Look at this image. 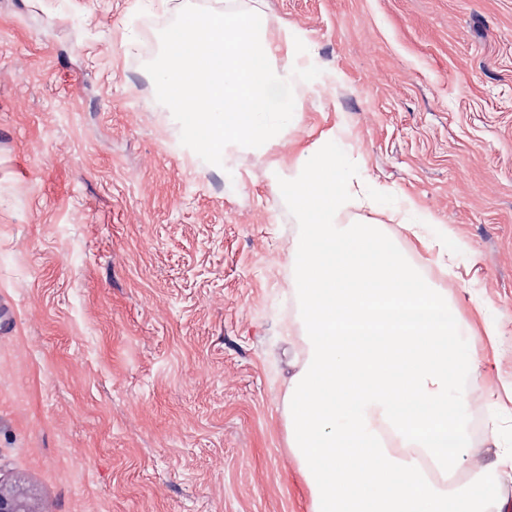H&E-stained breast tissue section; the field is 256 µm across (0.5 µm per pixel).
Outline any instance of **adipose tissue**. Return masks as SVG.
<instances>
[{
    "label": "adipose tissue",
    "mask_w": 512,
    "mask_h": 512,
    "mask_svg": "<svg viewBox=\"0 0 512 512\" xmlns=\"http://www.w3.org/2000/svg\"><path fill=\"white\" fill-rule=\"evenodd\" d=\"M167 70L159 76L183 134L208 160L248 150L264 155L300 111L296 85L307 90L340 83L338 72L311 58L297 30L268 34L264 0L183 16L166 41Z\"/></svg>",
    "instance_id": "1"
}]
</instances>
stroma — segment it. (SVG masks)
<instances>
[{"mask_svg":"<svg viewBox=\"0 0 512 512\" xmlns=\"http://www.w3.org/2000/svg\"><path fill=\"white\" fill-rule=\"evenodd\" d=\"M249 2L0 0V487L31 512H311L280 312L299 227L270 171L339 121L363 179L470 244L439 287L512 419V0H267L344 86L302 93L263 157L190 167L161 136L166 36Z\"/></svg>","mask_w":512,"mask_h":512,"instance_id":"obj_1","label":"stroma"}]
</instances>
